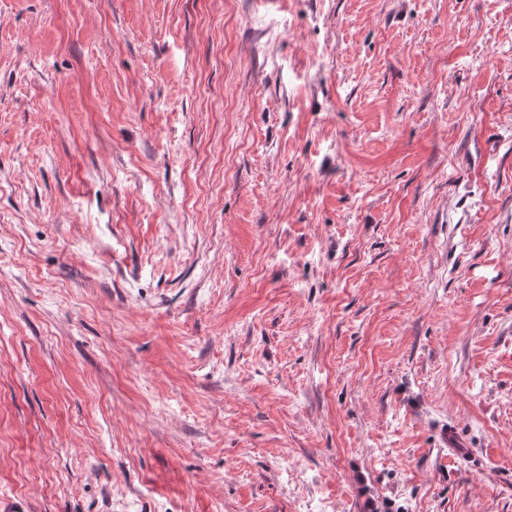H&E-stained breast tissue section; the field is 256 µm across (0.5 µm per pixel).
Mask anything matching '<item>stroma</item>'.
<instances>
[{
    "label": "stroma",
    "instance_id": "1",
    "mask_svg": "<svg viewBox=\"0 0 512 512\" xmlns=\"http://www.w3.org/2000/svg\"><path fill=\"white\" fill-rule=\"evenodd\" d=\"M512 512V0H0V512Z\"/></svg>",
    "mask_w": 512,
    "mask_h": 512
}]
</instances>
